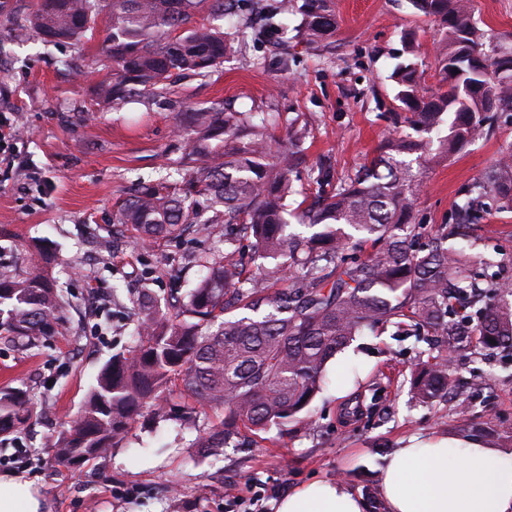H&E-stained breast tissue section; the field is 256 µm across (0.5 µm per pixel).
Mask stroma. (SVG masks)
<instances>
[{
    "mask_svg": "<svg viewBox=\"0 0 512 512\" xmlns=\"http://www.w3.org/2000/svg\"><path fill=\"white\" fill-rule=\"evenodd\" d=\"M33 4L0 0V132L15 133L17 142L14 155L0 161V271H34L31 248L46 243L58 256L48 274L67 304L55 335L31 345L0 335V389H26L33 402L24 425L0 433V473L34 479L51 512H272L273 501L294 487L336 478L377 512L381 468L411 437L455 435L466 414L495 437L512 436V352L455 353L447 399L422 403L408 380L429 353L428 339L391 326L356 337L328 363L308 423L270 429L257 445L202 456L192 442L219 421V411L160 421L146 407L107 456L56 463L49 450L98 372L133 344L130 303L113 298V287L178 296L199 277L195 256L224 254L230 229L223 224L177 239L135 240L115 222L138 182L165 176L181 155L177 113L217 102L275 112L280 121L270 134L278 142L289 121L307 125L295 187L310 196L321 170L346 175L381 148L392 129L397 64L417 61L422 85L437 88L444 31L410 0H334L336 33L320 46L297 37V14L278 39L244 47L228 26L221 68L174 83L171 105L116 112L93 106L91 82L78 77L96 59L99 38L80 49L13 36L10 17ZM472 14L500 44L512 45V0H472ZM511 144L512 112H502L491 137L426 170L416 223H454L463 188ZM468 247L491 258L494 273L512 276V213L488 214Z\"/></svg>",
    "mask_w": 512,
    "mask_h": 512,
    "instance_id": "1",
    "label": "stroma"
}]
</instances>
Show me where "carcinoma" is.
Instances as JSON below:
<instances>
[{"label": "carcinoma", "instance_id": "1", "mask_svg": "<svg viewBox=\"0 0 512 512\" xmlns=\"http://www.w3.org/2000/svg\"><path fill=\"white\" fill-rule=\"evenodd\" d=\"M296 0L261 5L271 36ZM445 30L438 52L448 89L421 85L415 63L396 67L392 113L399 128L380 152L352 174L320 186L313 202L289 209L293 173L309 138L305 125L288 129V150H273L269 122L224 105L180 113L185 147L173 161L178 178L143 182L116 214L138 238L201 232L200 204L210 224L233 227L252 243L249 270L233 239L224 256L201 264L202 274L169 313L148 291L134 301V346L115 354L99 373L79 417L59 439L54 460L75 465L105 456L113 440L147 405L167 416V392L179 387L183 408H220L224 418L196 437L193 447L219 456L240 438L306 419L324 386L328 362L356 336L389 325L444 337L445 349L411 375L416 400L448 393V350L470 346L512 350V279L488 275L491 260L457 246L466 224L483 218L487 202L512 212V146L457 205L458 221L433 232L412 222L427 167L487 138L500 112H512V73L497 71L512 47L495 45L472 17L471 0H411ZM238 0H37L11 21L15 37L35 32L74 45L90 40L107 16L100 54L112 78L93 86L95 104L119 111L153 104L175 80L206 77L224 65V31L196 16L236 15ZM297 33L310 45L336 32L333 0H304ZM312 230L288 231L286 215ZM369 247L351 262L349 249ZM284 288L273 289L286 273ZM63 323V304L40 273H0V335L29 342L51 336ZM31 408L21 388L0 391V431L24 423Z\"/></svg>", "mask_w": 512, "mask_h": 512}]
</instances>
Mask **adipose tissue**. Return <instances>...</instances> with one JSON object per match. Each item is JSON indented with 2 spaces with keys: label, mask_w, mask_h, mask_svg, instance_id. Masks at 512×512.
<instances>
[{
  "label": "adipose tissue",
  "mask_w": 512,
  "mask_h": 512,
  "mask_svg": "<svg viewBox=\"0 0 512 512\" xmlns=\"http://www.w3.org/2000/svg\"><path fill=\"white\" fill-rule=\"evenodd\" d=\"M387 512H512V456L466 439L414 438L381 471ZM343 481L316 480L277 501L274 512H364ZM0 512H49L34 480L0 474Z\"/></svg>",
  "instance_id": "obj_1"
}]
</instances>
